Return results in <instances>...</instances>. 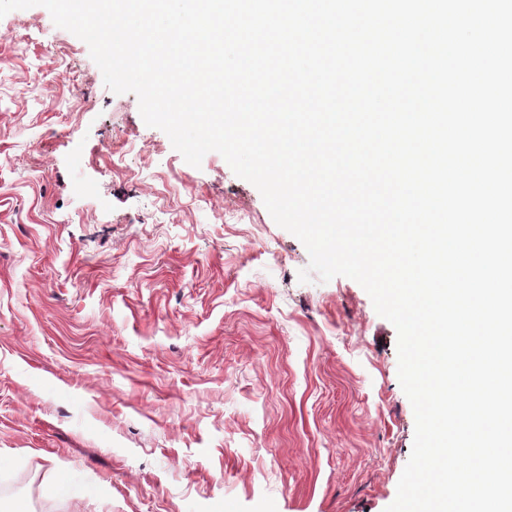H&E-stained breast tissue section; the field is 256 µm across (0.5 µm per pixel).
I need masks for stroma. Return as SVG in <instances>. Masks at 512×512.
Masks as SVG:
<instances>
[{"label": "stroma", "instance_id": "stroma-1", "mask_svg": "<svg viewBox=\"0 0 512 512\" xmlns=\"http://www.w3.org/2000/svg\"><path fill=\"white\" fill-rule=\"evenodd\" d=\"M0 479L31 512H385L397 331L41 6L0 18ZM59 480L77 496L49 494Z\"/></svg>", "mask_w": 512, "mask_h": 512}]
</instances>
